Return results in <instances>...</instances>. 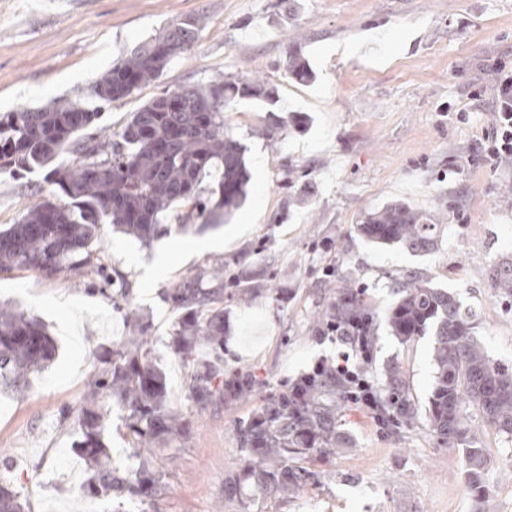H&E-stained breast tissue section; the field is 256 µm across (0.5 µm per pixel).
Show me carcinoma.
<instances>
[{
  "mask_svg": "<svg viewBox=\"0 0 512 512\" xmlns=\"http://www.w3.org/2000/svg\"><path fill=\"white\" fill-rule=\"evenodd\" d=\"M198 34L194 19L171 25L93 81L90 95L104 105L124 99L157 79ZM286 69L299 81L311 77L297 55ZM243 99L272 104L275 90L260 80L232 77L165 90L108 136L96 133L100 111L76 101L20 107L0 116V173L12 176L50 164L46 180L58 193L0 228V274L22 269L45 277L95 273L100 258L92 245L101 240L102 225L149 244L163 233L160 213L176 202L183 205L178 220L185 226L229 220L246 199L249 172L246 147L224 127V111ZM213 174L218 188L206 196L201 184ZM358 232L374 243L425 252L434 247L439 225L424 222L405 203H391L367 214ZM396 288V300L381 314L355 282L341 283L318 313L314 330L326 336L337 325L349 329L370 321V348L380 321L403 343L432 337L427 428L442 445L462 450L468 488L479 497L484 449L468 423V406H477L489 426L512 438V367L489 358L471 314L452 293L416 275L404 276ZM164 299L179 312L169 348L188 369L191 402L203 410L253 396L257 380L251 373L224 368V266L201 270L167 289ZM130 324L131 335L104 355L102 378L79 409L75 451L86 466L85 494L146 504L159 497L164 467L173 463L171 456L159 461L157 452L188 437L192 424L168 403L166 373L147 348L146 320L134 310ZM54 357L45 325L1 303L0 388L24 391L29 378ZM355 392L356 383L327 363L321 372L304 374L272 393L237 429L241 459L224 478V498L246 509L259 498L283 500L319 484L321 473L313 466L349 447L337 419ZM373 394L382 428L398 434L419 420L399 362L387 365ZM113 411L133 449L123 475L112 465L109 447ZM0 512H27L26 500L2 470Z\"/></svg>",
  "mask_w": 512,
  "mask_h": 512,
  "instance_id": "1",
  "label": "carcinoma"
}]
</instances>
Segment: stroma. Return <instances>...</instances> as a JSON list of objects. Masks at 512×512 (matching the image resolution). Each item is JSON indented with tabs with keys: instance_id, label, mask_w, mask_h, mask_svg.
<instances>
[{
	"instance_id": "35a3bbf8",
	"label": "stroma",
	"mask_w": 512,
	"mask_h": 512,
	"mask_svg": "<svg viewBox=\"0 0 512 512\" xmlns=\"http://www.w3.org/2000/svg\"><path fill=\"white\" fill-rule=\"evenodd\" d=\"M188 17L200 21L193 47L101 112L97 125L118 130L167 89L261 79L275 86V104L240 100L224 114L247 147V198L231 220L201 231L168 216L148 247L107 237L103 281L25 270L0 277V301L43 321L56 347L23 395L0 393V468L29 512H112L111 501L82 492L84 465L71 447L101 369L97 349L129 335L132 309L148 321L170 406L192 422L156 512H239L224 500V478L240 463L239 423L281 385L347 351L313 331L326 271L354 277L381 312L395 298L392 280L417 273L470 308L488 355L512 366V302L497 288L501 269L512 266V163L490 162L483 151L496 85L512 75V0H0V114L82 98L131 50ZM295 52L311 80L286 72ZM54 190L40 168L0 175V226ZM394 202L438 224L435 249L377 245L357 233L368 211ZM257 213L261 222L249 224ZM199 241L210 249L145 278L159 256ZM218 264L229 323L224 362L251 371L259 389L200 411L168 347L176 313L163 294ZM242 288L259 294L238 303ZM394 360L426 406L431 337L404 344L379 328L368 381L382 383ZM468 413L486 450L484 499L467 491L461 451L441 447L424 422L395 437L352 403L339 417L352 445L321 465L320 486L257 500L250 512H512V439L488 427L477 407Z\"/></svg>"
}]
</instances>
